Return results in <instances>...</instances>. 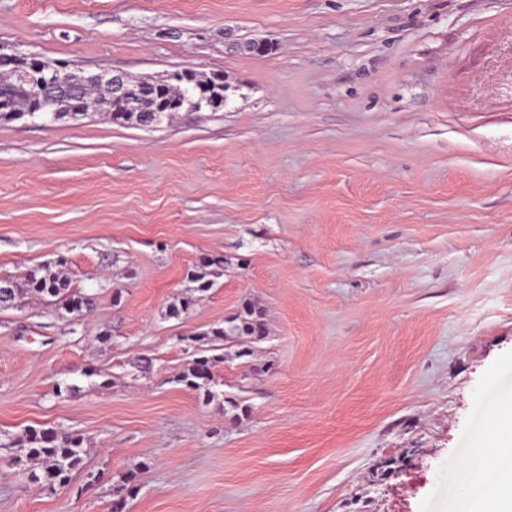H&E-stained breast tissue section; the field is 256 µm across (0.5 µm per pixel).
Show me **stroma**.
I'll use <instances>...</instances> for the list:
<instances>
[{"label": "stroma", "mask_w": 512, "mask_h": 512, "mask_svg": "<svg viewBox=\"0 0 512 512\" xmlns=\"http://www.w3.org/2000/svg\"><path fill=\"white\" fill-rule=\"evenodd\" d=\"M0 41L224 78L151 128L0 121V278L91 300L0 311V512H460L512 431V0H0ZM246 298L268 335L203 401L178 377ZM32 428L82 437L70 486ZM10 288L11 293L8 299H1L0 301L1 310L11 308V306L15 304L17 297L28 292L44 297L49 296L57 298L69 312H81L84 307H88L91 304L88 298L70 293V282L66 278H60L50 271L44 275H38L36 272H32L25 277L23 283H10L9 280H0L1 296L7 294Z\"/></svg>", "instance_id": "obj_1"}]
</instances>
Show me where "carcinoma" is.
<instances>
[{"mask_svg": "<svg viewBox=\"0 0 512 512\" xmlns=\"http://www.w3.org/2000/svg\"><path fill=\"white\" fill-rule=\"evenodd\" d=\"M180 76L181 81L173 82L166 87L167 95L193 98L199 94L205 96L215 91L224 92V84L195 71L182 70ZM2 96L17 109L27 110L33 105L29 87L10 74L0 80V97ZM146 116L145 111L114 113L112 121L141 127L146 122ZM28 292L56 298L71 312H80L90 306L88 298L70 293V282L67 279L51 272L44 275L32 272L25 277L24 282L12 283L8 299L0 301V309L10 308L15 304L17 297ZM209 335L212 336L210 350L213 354L198 353L179 378V381L197 391L207 401L215 396L216 382L212 376V369L222 359L217 351L222 347H232L235 357H249L252 353V344L263 340L266 333L261 313L251 301L245 300L239 310L224 321V326L211 329ZM21 449L25 458L40 463L38 481L48 485L50 489L70 482L73 473L83 466L82 438L71 433L33 429L21 444Z\"/></svg>", "mask_w": 512, "mask_h": 512, "instance_id": "1", "label": "carcinoma"}]
</instances>
